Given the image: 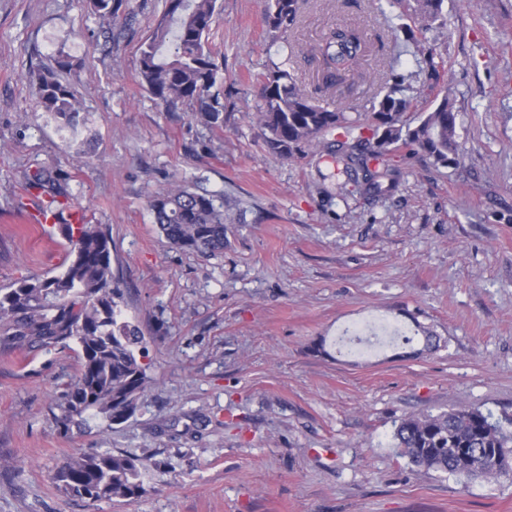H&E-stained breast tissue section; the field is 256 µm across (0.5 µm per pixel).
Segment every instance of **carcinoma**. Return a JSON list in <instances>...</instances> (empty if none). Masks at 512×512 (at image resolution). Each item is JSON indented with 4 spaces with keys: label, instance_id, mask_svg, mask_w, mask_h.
<instances>
[{
    "label": "carcinoma",
    "instance_id": "obj_1",
    "mask_svg": "<svg viewBox=\"0 0 512 512\" xmlns=\"http://www.w3.org/2000/svg\"><path fill=\"white\" fill-rule=\"evenodd\" d=\"M392 19L406 40L416 44L420 69L438 72L443 57L419 35L431 25H446L444 0H386ZM94 13L109 23L119 9L116 0H91ZM216 0H177L166 7L151 34L139 47V74L147 90L163 105L180 101L199 104L197 118L207 126L224 124V105L211 89L219 66L209 45ZM299 19V0H268L266 37L269 44L287 41ZM332 72L355 66L363 52L359 34L332 30L317 47ZM73 63L65 54L36 76L37 106L59 130L76 134L84 123L82 105L64 75ZM410 76L392 69L381 82L377 108L365 124L350 122L345 110L315 104L287 70L271 63L257 80L261 84L258 119L269 149L293 157L313 150L330 165L329 177L347 181L367 193L394 189L400 175L393 164L398 151H420L443 167H456L462 156L456 139L457 112L446 94L412 127L402 120L414 87ZM335 139L327 136L336 131ZM150 208L160 233L185 250L224 252V195L175 186L156 193ZM68 261L55 276L22 278L0 289V345L20 348L29 343L79 349L73 383L56 404L54 419L65 430L100 420L110 427L131 417L150 385L137 358L143 333L127 320L123 292L112 272V244L104 224H62ZM402 344L436 346L435 336L419 322ZM397 454L414 467L446 473L462 485L495 482L512 474V420L502 423L478 408L402 418L395 424ZM148 464L123 453H76L56 473L61 490L92 502L137 499Z\"/></svg>",
    "mask_w": 512,
    "mask_h": 512
}]
</instances>
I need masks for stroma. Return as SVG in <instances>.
<instances>
[{"instance_id":"stroma-1","label":"stroma","mask_w":512,"mask_h":512,"mask_svg":"<svg viewBox=\"0 0 512 512\" xmlns=\"http://www.w3.org/2000/svg\"><path fill=\"white\" fill-rule=\"evenodd\" d=\"M266 0H217L211 39L224 125L167 107L138 76L137 48L165 0H122L101 25L89 0H0V288L61 270L59 228L29 223L43 172L112 238L124 316L144 334L151 383L109 428L63 430L52 410L78 349L0 347V512H512V476L459 485L394 448L408 415L473 407L512 419V0H445L424 38L445 60L437 83L458 114L459 168L399 152L397 187L372 196L323 179L313 152L269 150L256 120L257 73L286 62L316 104L372 111L390 65L430 81L412 42L373 0H302L286 43L269 45ZM359 32L354 73L327 85L310 50L330 30ZM85 124L65 138L31 82L59 53ZM174 185L224 196L220 255L171 245L150 209ZM337 353L346 329L407 331ZM146 458L132 502L62 492L77 452Z\"/></svg>"}]
</instances>
